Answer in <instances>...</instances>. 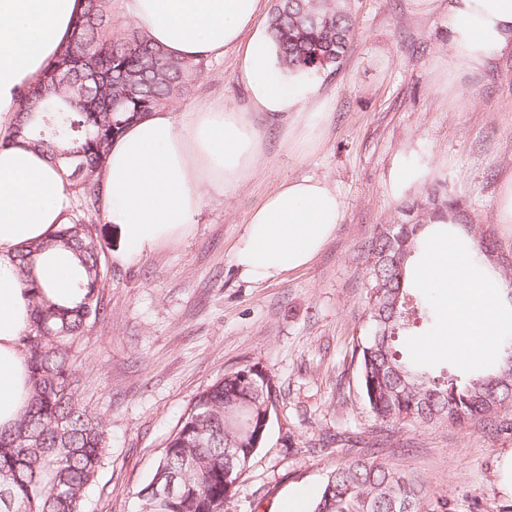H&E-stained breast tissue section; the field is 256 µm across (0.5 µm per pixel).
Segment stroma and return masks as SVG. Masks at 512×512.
<instances>
[{
  "label": "stroma",
  "mask_w": 512,
  "mask_h": 512,
  "mask_svg": "<svg viewBox=\"0 0 512 512\" xmlns=\"http://www.w3.org/2000/svg\"><path fill=\"white\" fill-rule=\"evenodd\" d=\"M347 2L355 36L343 63L301 80L326 103L309 143L287 146L281 121L256 115L260 172L208 200L186 237L145 256L125 258L117 225L95 223L108 314L90 323L76 369L110 443L84 512H135V491L196 396L254 362L274 375L278 402L224 512H284L298 494L312 501L329 472L370 453L426 485L427 512L446 502L452 512H512V431L381 423L352 358L365 308L357 254L375 225L402 221L403 201L444 182L512 251V224L495 221L512 172V56L452 77L446 0L435 9L428 0ZM197 103L246 106L236 51L196 61L172 106ZM399 164L418 179L395 183ZM307 176L336 188L341 224L306 268L273 281L247 276L233 253L251 208L282 180Z\"/></svg>",
  "instance_id": "stroma-1"
}]
</instances>
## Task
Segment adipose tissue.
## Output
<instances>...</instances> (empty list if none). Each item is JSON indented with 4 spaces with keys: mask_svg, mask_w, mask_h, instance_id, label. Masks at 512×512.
Here are the masks:
<instances>
[{
    "mask_svg": "<svg viewBox=\"0 0 512 512\" xmlns=\"http://www.w3.org/2000/svg\"><path fill=\"white\" fill-rule=\"evenodd\" d=\"M85 0H0V431L13 428L30 398L19 339L31 322L30 291L14 270L17 249L49 241L73 216L66 168L13 133L21 91L41 80L71 39ZM264 0H121L123 15L170 57L196 60L238 51L251 112L289 118L284 139L309 141L321 103L286 79L258 22ZM512 53V0H448V67L484 69ZM223 105L182 114L159 108L112 142L98 174L100 220L120 227L126 255L139 257L191 230L207 198L233 193L254 174L262 137L250 118ZM343 219L328 181H282L253 207L234 258L246 275L273 280L306 267ZM46 296L74 306L77 266L54 250L37 271Z\"/></svg>",
    "mask_w": 512,
    "mask_h": 512,
    "instance_id": "obj_1",
    "label": "adipose tissue"
}]
</instances>
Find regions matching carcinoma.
Masks as SVG:
<instances>
[{"label":"carcinoma","instance_id":"carcinoma-1","mask_svg":"<svg viewBox=\"0 0 512 512\" xmlns=\"http://www.w3.org/2000/svg\"><path fill=\"white\" fill-rule=\"evenodd\" d=\"M279 66L302 75L334 73L354 33L344 0H275L268 26ZM194 64L175 60L131 28L112 35L107 0H86L71 42L43 79L23 93L16 132L65 159L68 187L80 201L72 222L52 244L70 251L81 267V300L72 307L48 299L35 275L45 243L19 249L13 263L32 292V323L20 339L30 372L31 398L10 432L0 433V512H81L98 481L109 448L105 418L88 409L73 364L90 322L106 315L100 291L101 255L92 216L100 207L97 174L109 145L130 121L168 105L187 87ZM406 223L378 224L361 245L366 268L364 335L356 339L360 392L376 419L391 424H475L512 403V343L492 367L464 372L418 366L405 339L432 317L409 271L424 234L451 225L473 238L478 257L497 270L512 294V261L492 225H473L467 206L439 183L406 202ZM277 382L256 362L224 373L199 393L169 436L152 478L136 492L137 512H223L246 471L244 461L263 444L267 410ZM247 407L252 429L224 426V413ZM163 497H157V494ZM424 485L374 454L353 458L327 474L311 512H425Z\"/></svg>","mask_w":512,"mask_h":512}]
</instances>
